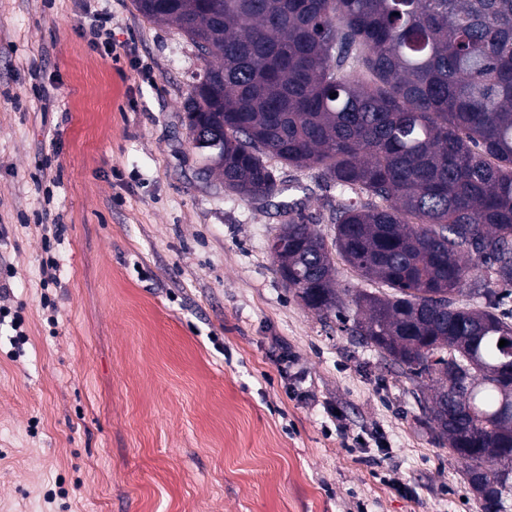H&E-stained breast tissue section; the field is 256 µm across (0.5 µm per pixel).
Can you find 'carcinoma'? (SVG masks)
Wrapping results in <instances>:
<instances>
[{"instance_id": "1", "label": "carcinoma", "mask_w": 512, "mask_h": 512, "mask_svg": "<svg viewBox=\"0 0 512 512\" xmlns=\"http://www.w3.org/2000/svg\"><path fill=\"white\" fill-rule=\"evenodd\" d=\"M134 3L203 62L184 110L205 177L273 198L274 159L339 191L329 239L288 208L277 271L320 315L354 306L347 331L430 390L483 512L512 506V0ZM335 255L387 291L343 300Z\"/></svg>"}]
</instances>
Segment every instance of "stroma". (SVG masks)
Instances as JSON below:
<instances>
[{
  "instance_id": "stroma-1",
  "label": "stroma",
  "mask_w": 512,
  "mask_h": 512,
  "mask_svg": "<svg viewBox=\"0 0 512 512\" xmlns=\"http://www.w3.org/2000/svg\"><path fill=\"white\" fill-rule=\"evenodd\" d=\"M201 68L133 0H0V512H482L418 382L270 257L282 203L329 236L338 192L200 175Z\"/></svg>"
}]
</instances>
